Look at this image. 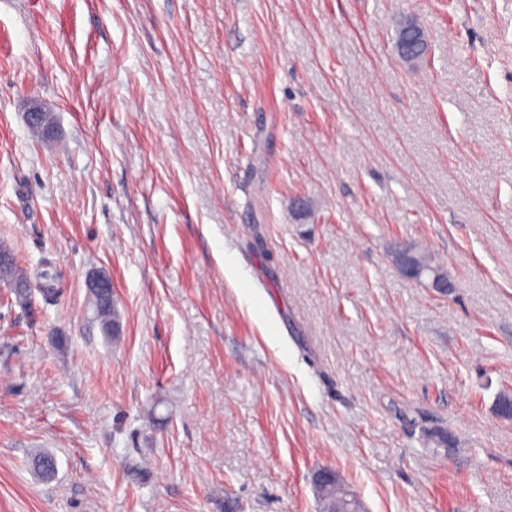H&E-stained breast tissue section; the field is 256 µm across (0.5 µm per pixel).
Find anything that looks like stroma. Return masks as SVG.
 <instances>
[{
	"mask_svg": "<svg viewBox=\"0 0 512 512\" xmlns=\"http://www.w3.org/2000/svg\"><path fill=\"white\" fill-rule=\"evenodd\" d=\"M0 251V512H512V0H0ZM398 271L402 277L416 281L422 273V267L417 252L411 247L398 248L395 256ZM0 270L1 276L8 280L14 288L15 293L19 297L27 295L28 292V281L25 276L17 274L14 275V266L10 257L5 253H0ZM90 288L102 295L91 291L96 320L103 331L112 334V319L117 318L115 305L108 300L112 299V279L106 274H98L90 280Z\"/></svg>",
	"mask_w": 512,
	"mask_h": 512,
	"instance_id": "1",
	"label": "stroma"
}]
</instances>
